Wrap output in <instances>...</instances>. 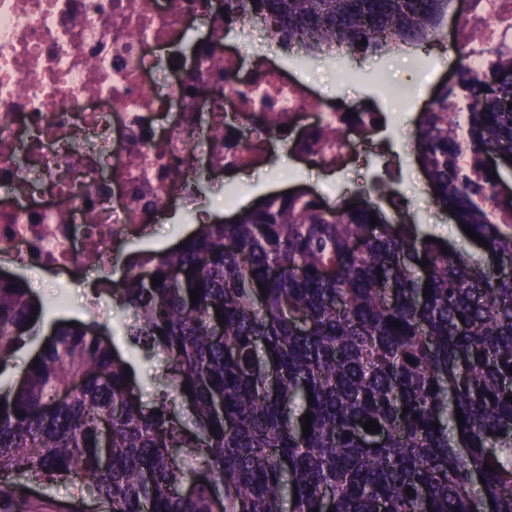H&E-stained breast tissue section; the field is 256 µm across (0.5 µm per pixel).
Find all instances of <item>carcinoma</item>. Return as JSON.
Masks as SVG:
<instances>
[{
	"instance_id": "1",
	"label": "carcinoma",
	"mask_w": 512,
	"mask_h": 512,
	"mask_svg": "<svg viewBox=\"0 0 512 512\" xmlns=\"http://www.w3.org/2000/svg\"><path fill=\"white\" fill-rule=\"evenodd\" d=\"M449 3L224 0V22L248 15L313 52H381L443 32ZM508 99L512 47L443 85L414 135L436 205L488 242L481 261L418 224H369L366 201L297 191L203 224L108 289L134 312L129 347L166 364L151 404L94 320L57 323L20 381L0 383V494L69 482L106 512H512V276L497 271L512 211L484 200L498 183L486 156L512 154ZM32 307L3 277L0 366Z\"/></svg>"
}]
</instances>
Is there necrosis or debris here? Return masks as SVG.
Masks as SVG:
<instances>
[{
  "instance_id": "4bbe7bcc",
  "label": "necrosis or debris",
  "mask_w": 512,
  "mask_h": 512,
  "mask_svg": "<svg viewBox=\"0 0 512 512\" xmlns=\"http://www.w3.org/2000/svg\"><path fill=\"white\" fill-rule=\"evenodd\" d=\"M470 66L512 44V0H466ZM249 21L219 0H0V249L75 280L189 198L200 169L263 168L279 144L311 168L372 156L379 113L315 101L268 55L243 68ZM192 38L189 54L165 48Z\"/></svg>"
}]
</instances>
